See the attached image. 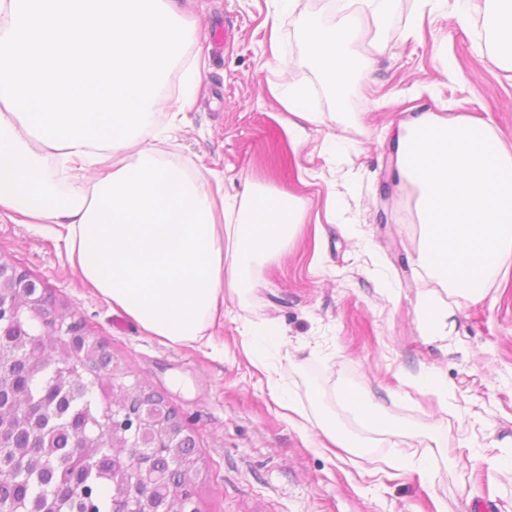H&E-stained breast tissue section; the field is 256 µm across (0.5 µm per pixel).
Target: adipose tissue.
Returning <instances> with one entry per match:
<instances>
[{
	"instance_id": "adipose-tissue-1",
	"label": "adipose tissue",
	"mask_w": 512,
	"mask_h": 512,
	"mask_svg": "<svg viewBox=\"0 0 512 512\" xmlns=\"http://www.w3.org/2000/svg\"><path fill=\"white\" fill-rule=\"evenodd\" d=\"M394 3L336 0L339 21H308L306 60L335 92L368 76L362 22L385 28ZM482 24L512 66V0H486ZM196 31L180 0H0V219L63 240L99 296L161 343L210 347L225 292L254 290L252 264L287 250L306 209L251 187L226 195L155 149L186 124L203 81L186 51ZM50 160L78 190L60 193ZM416 319L432 339L456 326L431 291ZM338 398L366 431L402 433L356 390Z\"/></svg>"
}]
</instances>
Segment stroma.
Returning <instances> with one entry per match:
<instances>
[{"mask_svg":"<svg viewBox=\"0 0 512 512\" xmlns=\"http://www.w3.org/2000/svg\"><path fill=\"white\" fill-rule=\"evenodd\" d=\"M202 32L206 76L188 123L161 151L224 181L304 200L308 211L288 250L254 264L256 290L224 296L214 347L168 346L113 312L67 261L63 241L37 224L0 221V257L25 270L57 308L76 314L146 390L160 395L195 442L198 512H512V258L486 298L450 297L456 329L422 336L415 310L436 284L413 263L419 226L413 190L392 176L393 138L410 115L466 116L512 144V69L491 60L480 25L483 0L461 19L456 0L437 10L398 0L384 32L367 26L360 45L388 44L368 79L335 99L306 62L300 36L312 16L333 19L325 0H295L273 21L272 0H184ZM306 89L320 124L288 110L287 86ZM341 111L342 122L329 120ZM347 149H324L327 136ZM277 325L285 339L245 354L244 327ZM447 380L441 395L420 374ZM276 379L311 418L335 417L364 435L338 401L352 388L414 434L366 435L367 454L329 455L285 418L269 396ZM434 427L436 441L424 434ZM432 454V476L389 466L392 455Z\"/></svg>","mask_w":512,"mask_h":512,"instance_id":"35a3bbf8","label":"stroma"}]
</instances>
